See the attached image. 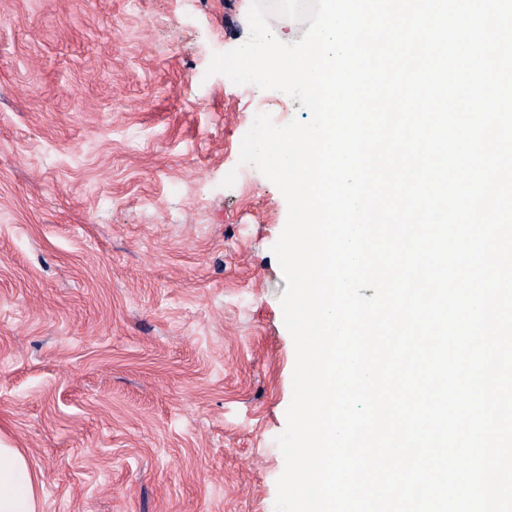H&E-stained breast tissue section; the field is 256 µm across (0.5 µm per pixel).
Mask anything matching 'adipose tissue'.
I'll return each instance as SVG.
<instances>
[{
    "label": "adipose tissue",
    "instance_id": "obj_1",
    "mask_svg": "<svg viewBox=\"0 0 512 512\" xmlns=\"http://www.w3.org/2000/svg\"><path fill=\"white\" fill-rule=\"evenodd\" d=\"M0 512H40L38 479L24 452L1 444Z\"/></svg>",
    "mask_w": 512,
    "mask_h": 512
}]
</instances>
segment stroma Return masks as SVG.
<instances>
[{"label":"stroma","instance_id":"stroma-1","mask_svg":"<svg viewBox=\"0 0 512 512\" xmlns=\"http://www.w3.org/2000/svg\"><path fill=\"white\" fill-rule=\"evenodd\" d=\"M251 0H0V443L41 512H275L287 203L208 74Z\"/></svg>","mask_w":512,"mask_h":512}]
</instances>
